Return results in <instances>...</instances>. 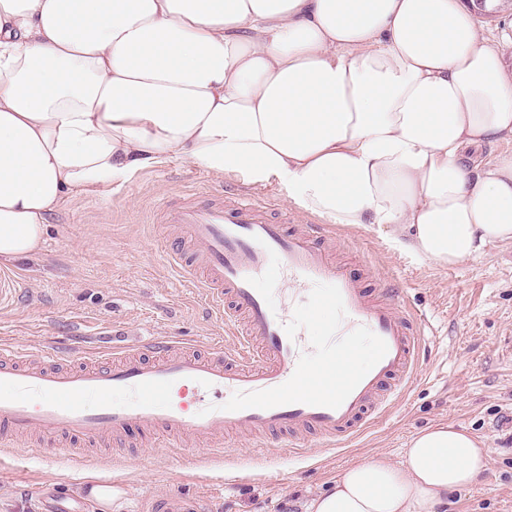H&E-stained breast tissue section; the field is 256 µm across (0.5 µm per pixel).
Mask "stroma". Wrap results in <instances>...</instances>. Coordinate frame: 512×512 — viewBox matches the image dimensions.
<instances>
[{"label": "stroma", "mask_w": 512, "mask_h": 512, "mask_svg": "<svg viewBox=\"0 0 512 512\" xmlns=\"http://www.w3.org/2000/svg\"><path fill=\"white\" fill-rule=\"evenodd\" d=\"M247 190L235 174L171 160L131 173L99 190L72 194L49 219L38 255L17 262L26 291L0 308V341L16 346L73 345L94 356L114 345L171 336L199 347L225 335L224 323L166 267L155 206L193 190ZM338 260L367 284L388 278L402 299L423 310L437 330L422 350L415 381L391 412L346 447L316 438L305 447L265 448L266 464L247 466L252 440L239 436L221 454L209 441L191 452L133 436L86 449L68 460L0 447V512H55L80 498L83 483L112 484L109 505L82 512H138L142 503L176 494L215 492L213 512H307L313 497L348 467L378 454L401 460L421 429H468L487 451L479 484L448 498L445 512H512V246L494 245L448 267L393 246L387 228L332 225Z\"/></svg>", "instance_id": "stroma-1"}]
</instances>
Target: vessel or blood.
I'll use <instances>...</instances> for the list:
<instances>
[{
	"label": "vessel or blood",
	"instance_id": "vessel-or-blood-1",
	"mask_svg": "<svg viewBox=\"0 0 512 512\" xmlns=\"http://www.w3.org/2000/svg\"><path fill=\"white\" fill-rule=\"evenodd\" d=\"M155 213L177 230L169 269L201 291L233 347L200 349L162 336L98 360L52 345L1 344V439L36 434L69 457L75 441L134 434L182 446L249 433L300 448L308 434L348 444L388 414L435 331L386 282L369 293L337 262L321 225L291 231L263 197L206 191L159 203ZM272 282L298 285L299 305L274 308ZM228 392L237 397L230 406ZM202 507L180 495L150 505L152 512Z\"/></svg>",
	"mask_w": 512,
	"mask_h": 512
}]
</instances>
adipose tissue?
<instances>
[{"label": "adipose tissue", "mask_w": 512, "mask_h": 512, "mask_svg": "<svg viewBox=\"0 0 512 512\" xmlns=\"http://www.w3.org/2000/svg\"><path fill=\"white\" fill-rule=\"evenodd\" d=\"M468 0H0V263L48 218L169 160L278 182L328 223L389 226L453 266L512 244L501 48ZM480 440L440 424L400 462L354 464L308 512H437L476 484Z\"/></svg>", "instance_id": "obj_1"}]
</instances>
